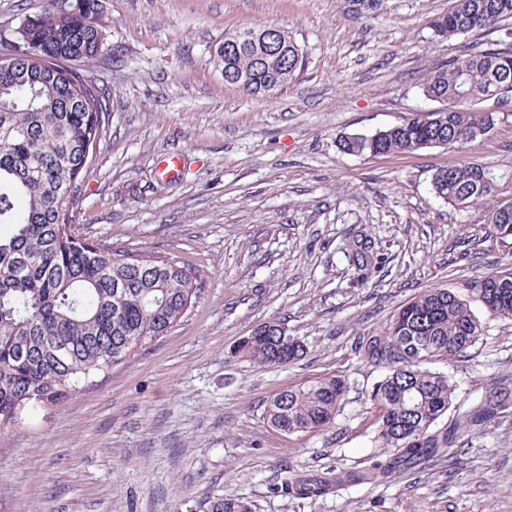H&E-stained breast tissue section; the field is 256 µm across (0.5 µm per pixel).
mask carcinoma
<instances>
[{
    "label": "carcinoma",
    "instance_id": "obj_1",
    "mask_svg": "<svg viewBox=\"0 0 512 512\" xmlns=\"http://www.w3.org/2000/svg\"><path fill=\"white\" fill-rule=\"evenodd\" d=\"M67 11L50 7L25 20L14 42L27 53L0 67V423L17 420L34 403H59L80 382L122 361L136 345L173 326L196 293L192 273L166 256L135 254L107 242L91 246L66 231L75 223L66 207L79 193L96 144L111 112L110 94L83 72L53 77L44 58L95 60L105 50L104 28L92 21L99 0H71ZM348 11L375 15L384 0H345ZM512 20V0H454L429 26L437 37L474 30H502ZM266 27H246L248 41L216 52L224 73L251 95L289 84L304 53L287 31L279 50L263 54ZM422 95L442 107L372 134L340 137L351 155L464 148L482 140L509 112L483 109L485 98L512 100V44L489 46L433 71ZM448 205L486 206L490 236L512 239V168L463 161L432 178ZM472 292L494 315L512 317V264L476 282ZM480 320L464 296L446 288L425 290L402 305L378 334L355 342L358 355L385 374L373 387L376 437L391 449L357 471L326 472L312 479L286 477L279 491L297 498L339 493L351 485L385 484L397 473L419 470L486 424L512 402V390L487 385L481 399L455 403L456 385L428 364L463 356L480 337ZM258 337L241 353L276 368L300 359L305 349L280 322L255 328ZM347 384L321 378L276 394L265 407L268 423L285 434L320 431L336 424ZM207 512H254L240 496H212Z\"/></svg>",
    "mask_w": 512,
    "mask_h": 512
}]
</instances>
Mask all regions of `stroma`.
<instances>
[{
  "instance_id": "35a3bbf8",
  "label": "stroma",
  "mask_w": 512,
  "mask_h": 512,
  "mask_svg": "<svg viewBox=\"0 0 512 512\" xmlns=\"http://www.w3.org/2000/svg\"><path fill=\"white\" fill-rule=\"evenodd\" d=\"M453 0H385L363 18L344 0H101L108 50L85 69L107 88V132L73 203L80 233L194 271L197 294L163 336L64 401L0 425V512H206L212 495L255 512H512V410L431 467L386 485L296 499L283 470L355 471L388 451L369 394L384 370L353 348L429 288L466 293L512 263L485 209L435 197L462 161L512 166V121L475 146L356 156L342 135L392 126L434 102L429 73L499 33L434 37ZM288 31L307 53L297 79L264 96L227 84L212 49L225 32ZM173 158L172 175L161 171ZM373 256L350 259L354 239ZM482 334L433 363L480 398L512 388V318L472 302ZM285 324L305 355L271 369L237 352L261 324ZM338 376L348 392L326 431L288 435L263 415L277 393Z\"/></svg>"
}]
</instances>
